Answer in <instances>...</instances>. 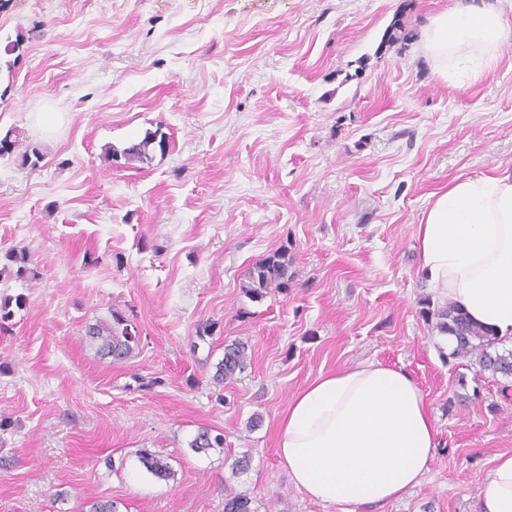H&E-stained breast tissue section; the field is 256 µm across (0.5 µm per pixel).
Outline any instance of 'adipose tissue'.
Wrapping results in <instances>:
<instances>
[{
	"instance_id": "1",
	"label": "adipose tissue",
	"mask_w": 512,
	"mask_h": 512,
	"mask_svg": "<svg viewBox=\"0 0 512 512\" xmlns=\"http://www.w3.org/2000/svg\"><path fill=\"white\" fill-rule=\"evenodd\" d=\"M506 0L452 8L432 20L423 50L448 80L478 76L512 42ZM420 271L452 303L512 342V172L457 179L431 203L417 231ZM437 428L425 395L403 370L361 362L320 374L289 401L277 453L308 499L356 512L419 486ZM479 512H512V453L492 459Z\"/></svg>"
}]
</instances>
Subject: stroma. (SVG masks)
<instances>
[{
  "label": "stroma",
  "mask_w": 512,
  "mask_h": 512,
  "mask_svg": "<svg viewBox=\"0 0 512 512\" xmlns=\"http://www.w3.org/2000/svg\"><path fill=\"white\" fill-rule=\"evenodd\" d=\"M475 2L0 0V50L24 38L0 137L43 154L0 157V298H27L0 332V512H224L228 487L257 512H340L291 484L278 422L320 373L371 360L407 372L437 425L427 480L378 512H477L512 452V388L448 359L417 247L435 192L512 168V43L461 86L421 49L434 14ZM158 128L151 163L109 156ZM279 248L289 289L251 301L248 269ZM115 309L142 330L119 364L85 334ZM236 340L251 364L215 386ZM202 427L223 447L194 452ZM138 461L158 480L168 481L174 477L172 468L160 452L143 449L138 453Z\"/></svg>",
  "instance_id": "obj_1"
}]
</instances>
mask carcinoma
Wrapping results in <instances>:
<instances>
[{
    "instance_id": "carcinoma-1",
    "label": "carcinoma",
    "mask_w": 512,
    "mask_h": 512,
    "mask_svg": "<svg viewBox=\"0 0 512 512\" xmlns=\"http://www.w3.org/2000/svg\"><path fill=\"white\" fill-rule=\"evenodd\" d=\"M169 146V136L157 127L155 131L145 134L138 142L131 143L122 151V156L128 160H137L141 163L151 162L153 156L149 148L153 147L165 153ZM5 258L16 265L14 274L23 278L29 272L28 257L25 252L10 248ZM293 259L288 251L277 249L262 260L256 262L248 271L247 281L243 285V292L250 299L259 301L272 290L288 288L292 280ZM26 305V298L22 294L6 296L0 300V329L11 321L13 308H22ZM426 320L435 321L436 329L443 335L455 338L456 345L449 353L452 358H470L479 367V372L490 373L492 376H501L505 379L512 377V349H499L496 337L488 330L473 323L466 314L451 304L433 306L426 303L422 311ZM112 321L103 324L96 322L86 326L85 335L99 341V351L102 356L108 357L114 363L127 360L141 344V331L131 323V319L123 313L114 310L111 313ZM251 355L248 354L247 344L234 341L224 346V356L217 363L212 380L222 385L235 380L250 365ZM190 448L199 452H208L213 448L224 447V435H211L210 430L201 428L189 443ZM138 461L142 467L159 480L168 481L174 477V472L164 456L148 449L138 453ZM224 512H256L252 507L249 496L224 489Z\"/></svg>"
}]
</instances>
